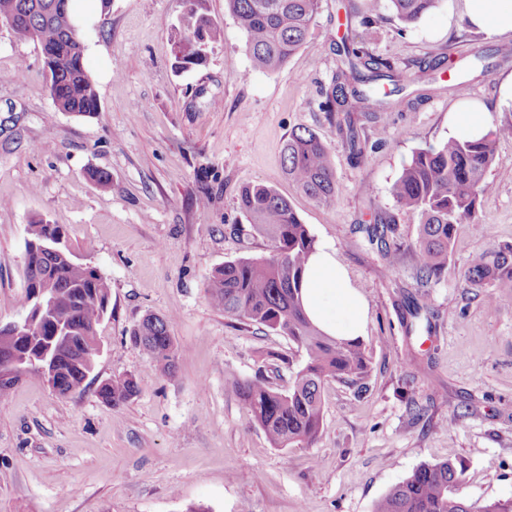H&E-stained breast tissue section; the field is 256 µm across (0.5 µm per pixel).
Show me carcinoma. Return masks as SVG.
<instances>
[{
  "label": "carcinoma",
  "mask_w": 512,
  "mask_h": 512,
  "mask_svg": "<svg viewBox=\"0 0 512 512\" xmlns=\"http://www.w3.org/2000/svg\"><path fill=\"white\" fill-rule=\"evenodd\" d=\"M321 0H227L236 26L245 37L252 66L259 71L281 68L305 43ZM439 0H388L401 30L418 23ZM60 0H0V19L10 18L9 29L18 41L35 39L49 77V94L55 108L76 117L99 112L100 102L85 67L82 32L65 26L58 13ZM174 40V69L185 72L207 63L223 28L206 13L205 0H185V8L170 23ZM345 69L336 75L331 91L321 102L329 117L344 115L350 157L359 160L367 143L358 139L351 115L366 118L391 111L403 98L407 78L395 63L375 57L355 42L344 43ZM485 55L458 66L457 84L490 71ZM442 62L430 61L414 76L437 81ZM500 130L479 140L450 139L437 147L415 151L393 183L391 193L400 208L418 218L412 244L414 275L425 287L448 269L458 225L474 218L478 205L494 192L486 174L495 158ZM284 170L305 195L333 206L337 202L336 176L329 150L309 129L291 133L284 147ZM240 209L252 228L272 242L269 255L224 263L208 277L206 290L224 315L239 322L264 327L291 339L303 352V362L293 373L288 389L278 390L262 375L233 381V388L270 445L311 447L323 420L322 390L330 380L365 389L370 356L358 340H337L325 335L307 317L301 300L303 272L315 250V239L288 199L265 185L242 190ZM370 242L380 244L383 257H391L389 224L365 227ZM25 241L26 297L53 298L56 305L40 317L36 334L52 341L58 360L53 388L61 395L78 390L99 356L98 328L107 316L112 285L96 267L76 260L67 244L51 251L43 245L66 237L58 224L36 220L28 225ZM465 281L470 288H486L491 306L512 303V245L474 255ZM133 343L170 377L175 376L180 353L169 333L167 319L147 315L130 331ZM29 335L0 329V367L11 366L16 352L30 349ZM139 392L132 376L101 384L99 398L114 406ZM462 460L423 464L379 499L373 512H512V499L468 503L457 494L464 481Z\"/></svg>",
  "instance_id": "cac0c4a2"
}]
</instances>
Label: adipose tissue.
Segmentation results:
<instances>
[{"instance_id":"ef3b65f1","label":"adipose tissue","mask_w":512,"mask_h":512,"mask_svg":"<svg viewBox=\"0 0 512 512\" xmlns=\"http://www.w3.org/2000/svg\"><path fill=\"white\" fill-rule=\"evenodd\" d=\"M471 29L490 37L512 34V0H460ZM302 302L310 320L327 336H362L367 314L363 295L353 288L330 246H317L305 266Z\"/></svg>"}]
</instances>
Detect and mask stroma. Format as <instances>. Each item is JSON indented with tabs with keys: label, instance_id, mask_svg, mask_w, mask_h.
Instances as JSON below:
<instances>
[{
	"label": "stroma",
	"instance_id": "obj_1",
	"mask_svg": "<svg viewBox=\"0 0 512 512\" xmlns=\"http://www.w3.org/2000/svg\"><path fill=\"white\" fill-rule=\"evenodd\" d=\"M206 8L224 41L206 65L177 74L167 25L184 0H111L87 34L99 50L88 61L100 101L91 118L55 110L38 42L15 41L0 23V324L27 313L33 219L61 225L73 252L112 285L101 353L82 388L62 396L28 374L0 402V512H372L417 467L448 459L467 466L459 496L512 498V305L489 308L465 282L472 255L512 243V132L498 141L479 228L459 226L447 272L428 287L413 275L417 219L390 193L416 150L447 140L459 103H483L490 128L512 123L498 106L512 59L472 77L470 92L421 82L415 108L357 122L369 146L355 163L319 108L341 65L337 43L362 41L412 73L493 52L499 40L466 30L447 0L404 32L386 5L365 25L362 0H321L305 44L260 72L226 0ZM302 128L330 151L336 205L316 203L284 174V144ZM92 169L109 173L107 187L88 178ZM255 183L288 198L368 305L369 390L358 398L327 383L323 430L309 448L271 447L231 387L261 371L287 388L301 352L286 336L225 317L205 288L214 268L271 250L239 208ZM379 221L395 228V262L362 230ZM148 314L171 320L175 376L130 340ZM124 376L139 393L102 402L99 386Z\"/></svg>",
	"mask_w": 512,
	"mask_h": 512
}]
</instances>
